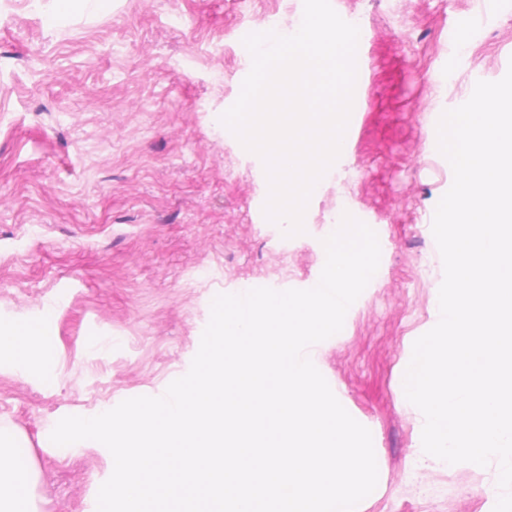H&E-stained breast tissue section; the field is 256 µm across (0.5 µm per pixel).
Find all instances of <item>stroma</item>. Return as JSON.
Instances as JSON below:
<instances>
[{
	"label": "stroma",
	"instance_id": "stroma-1",
	"mask_svg": "<svg viewBox=\"0 0 512 512\" xmlns=\"http://www.w3.org/2000/svg\"><path fill=\"white\" fill-rule=\"evenodd\" d=\"M331 4L365 36L358 121L335 165L381 248L342 330L318 344V370L372 435L378 483L356 512H493L497 462L412 469L420 417L403 366L444 278L432 221L453 171L437 124L512 66V0ZM273 14L296 28L303 0H106L53 30L32 0H0V321L33 327L54 356L25 374L0 360V422L34 468L37 512H96L113 471L104 445L51 442L61 418L164 393L216 295L320 278L341 222L333 176L285 237L261 219V158L220 125L252 65L242 35Z\"/></svg>",
	"mask_w": 512,
	"mask_h": 512
}]
</instances>
